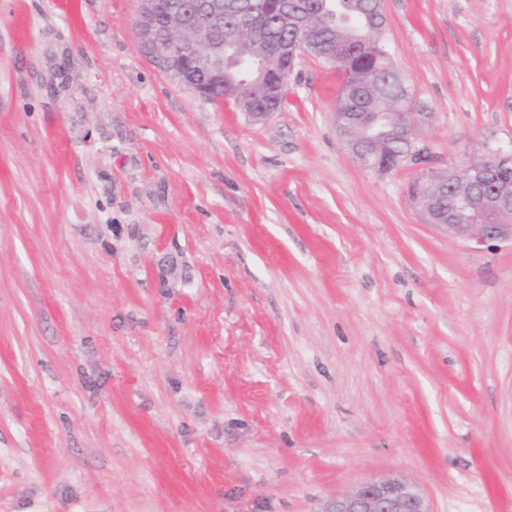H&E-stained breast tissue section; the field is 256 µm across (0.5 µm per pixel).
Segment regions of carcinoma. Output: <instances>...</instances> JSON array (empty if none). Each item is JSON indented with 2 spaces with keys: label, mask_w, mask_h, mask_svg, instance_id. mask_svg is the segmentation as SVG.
<instances>
[{
  "label": "carcinoma",
  "mask_w": 512,
  "mask_h": 512,
  "mask_svg": "<svg viewBox=\"0 0 512 512\" xmlns=\"http://www.w3.org/2000/svg\"><path fill=\"white\" fill-rule=\"evenodd\" d=\"M179 0H154L160 38H169L171 5ZM376 0H224V23L215 33L237 35L234 49L224 57L237 56L235 75L214 83L202 70L189 69L182 87L210 86L209 101L248 99L267 112L280 109L284 95L269 93L278 77L288 75L298 56L309 54L344 73L343 86L357 87V94H339L341 112H399L400 99L408 90L392 66L384 42L385 27L378 24ZM259 64L267 71L265 83L255 82L250 73ZM405 145L384 142L372 155L374 167L396 168V156Z\"/></svg>",
  "instance_id": "cac0c4a2"
}]
</instances>
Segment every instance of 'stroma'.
Segmentation results:
<instances>
[{
    "instance_id": "35a3bbf8",
    "label": "stroma",
    "mask_w": 512,
    "mask_h": 512,
    "mask_svg": "<svg viewBox=\"0 0 512 512\" xmlns=\"http://www.w3.org/2000/svg\"><path fill=\"white\" fill-rule=\"evenodd\" d=\"M139 0H0V512H320L403 479L512 512V244L362 166L335 70L252 121ZM414 137L512 148V0H382ZM141 4L136 14L134 28L138 39L147 41L153 36L155 19L152 10V0H140Z\"/></svg>"
}]
</instances>
